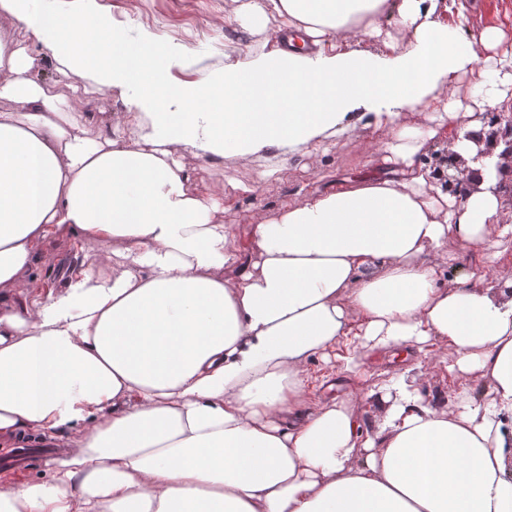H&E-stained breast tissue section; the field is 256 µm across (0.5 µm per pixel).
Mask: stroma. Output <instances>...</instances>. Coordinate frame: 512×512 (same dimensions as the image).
Segmentation results:
<instances>
[{
  "instance_id": "obj_1",
  "label": "stroma",
  "mask_w": 512,
  "mask_h": 512,
  "mask_svg": "<svg viewBox=\"0 0 512 512\" xmlns=\"http://www.w3.org/2000/svg\"><path fill=\"white\" fill-rule=\"evenodd\" d=\"M100 9L110 18L124 24L129 38H136L141 29L164 33L194 48L195 55L182 67L173 69L172 83L193 81L204 72H216L223 68L226 58L237 57L248 47L267 44L275 47L277 35L284 28L285 19L269 20L264 35H256L248 28L236 25L224 26V0H96ZM463 15H446L450 25L459 27L467 39L490 24L503 26L512 38V0H464ZM34 76L47 83L50 91L65 97L84 112L124 111V104L104 87H90L88 92H75L57 80L59 63L40 46H32ZM373 128L360 134L346 133L336 139L332 151L324 157L320 167H312L306 157L298 152L281 151L284 171L279 179L257 183L256 176L269 163L271 154L262 150L235 158H217L202 161L196 168L195 182L207 185L211 190L223 191L226 212L224 221L238 225V246H246V231L250 225L262 223L279 207L294 202L301 196L334 188L336 183L363 176L360 139L374 138ZM236 180L250 187L249 192L229 190V180ZM52 260L38 266L32 273L36 286L59 284L68 270L79 264L83 256L69 246L54 243L49 247ZM457 358L455 350L447 345L435 346L434 350L422 351L417 360L414 388L423 399L454 395L463 379L448 373V366ZM405 368L400 358L385 354L364 358L355 373L341 372L339 367L313 360L309 365L310 386L317 395L329 399L341 398L347 393L361 394L355 405L365 428H375L380 421V410L374 400L368 399L369 391L378 390Z\"/></svg>"
}]
</instances>
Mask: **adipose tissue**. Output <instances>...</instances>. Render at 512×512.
<instances>
[{
  "label": "adipose tissue",
  "instance_id": "1",
  "mask_svg": "<svg viewBox=\"0 0 512 512\" xmlns=\"http://www.w3.org/2000/svg\"><path fill=\"white\" fill-rule=\"evenodd\" d=\"M444 4L224 0L255 32L287 18L297 47L173 90L188 45L129 40L91 4L0 0V447L52 451L48 479L0 480V512H512V203L473 142L512 112V47L496 25L463 41ZM35 42L124 112L97 127L66 109ZM370 109L385 139L362 154L389 175L282 206L240 254L196 165L286 148L317 167ZM439 142L466 160L463 193L421 162ZM52 239L99 249L26 301ZM457 239L483 261L447 280ZM356 331L372 353L452 345L483 391L427 401L398 381L369 434L351 398L308 406L310 361Z\"/></svg>",
  "mask_w": 512,
  "mask_h": 512
}]
</instances>
